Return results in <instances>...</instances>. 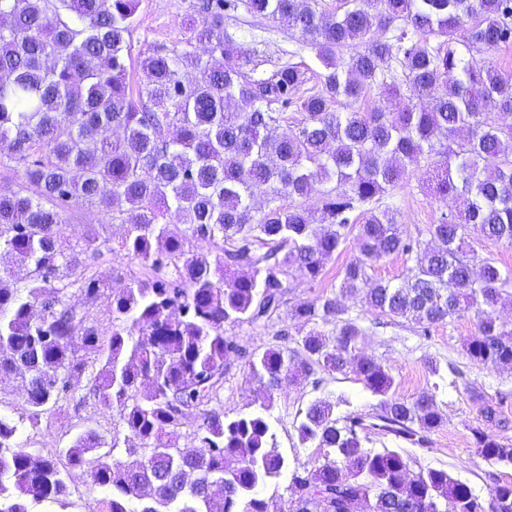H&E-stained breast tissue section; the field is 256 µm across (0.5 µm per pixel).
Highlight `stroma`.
<instances>
[{
    "mask_svg": "<svg viewBox=\"0 0 512 512\" xmlns=\"http://www.w3.org/2000/svg\"><path fill=\"white\" fill-rule=\"evenodd\" d=\"M193 0H140L135 29L131 37L130 59L139 63L149 52L160 47L179 46L191 53L202 54L203 47L191 43L184 19L191 11ZM224 36L239 50L255 54L266 51L270 61L289 59L307 71L310 80H317L322 66L314 49L301 43L287 22L256 17L246 8L228 13ZM430 174L426 163L410 165L406 178L390 190L388 199L394 203L396 219L408 235H416L419 228L437 223L442 214L461 208L460 200L441 198L432 194ZM69 229L74 235L94 234L106 239L109 253L92 266L90 273L100 283L97 297L81 292L79 286L67 291V300L77 309L89 312L102 335L112 329V296L129 282L131 274L140 272L138 260L118 250L117 244L125 234L121 224L109 223L103 208L96 203H80L68 213ZM359 252L357 233H349L341 250L324 265L322 277L315 282L303 274L294 273L289 280L287 303L271 327L258 330L243 329L239 342L247 351H261L276 345L275 332L287 329L292 338H300L308 330L306 324L293 313L296 305L309 303L324 293L337 292L341 271ZM350 315L357 317L365 330L361 344L364 356L388 365L394 375V395L411 400L423 391L432 389L443 415L439 428L429 435V448L417 452L419 465L425 468H444L449 474L468 485L475 494L484 496L496 485L512 481V466H491L475 452L473 428L483 426L482 400H474L472 391H480L482 399L499 401V409L507 419L506 426L494 428V435L503 442L512 443V369H491L473 363L465 354L464 343L475 334L474 315L460 314L445 323L422 333L418 325L400 321L391 322L379 315L361 299L343 297ZM437 359L439 375H432L425 361ZM325 396L347 401L346 409L356 414L374 412L377 397L365 388L359 375L346 371L324 375L322 381L301 377L284 384L276 391L270 409V421L276 431L278 447L288 466L312 465L320 458L321 449L303 447L296 435L297 412L316 397ZM263 395L244 371L235 364L229 371L221 394V403L228 414L251 413L260 410ZM94 428L100 434L112 436L121 432L118 418L110 407L95 400H71L55 411L49 420L34 429L24 428L19 434L28 452L40 456L67 446L70 439L85 428ZM66 481L73 493L70 512H102L105 492L93 489L86 469L69 468Z\"/></svg>",
    "mask_w": 512,
    "mask_h": 512,
    "instance_id": "obj_1",
    "label": "stroma"
}]
</instances>
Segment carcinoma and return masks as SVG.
<instances>
[{"label":"carcinoma","mask_w":512,"mask_h":512,"mask_svg":"<svg viewBox=\"0 0 512 512\" xmlns=\"http://www.w3.org/2000/svg\"><path fill=\"white\" fill-rule=\"evenodd\" d=\"M244 2L255 16L288 21L316 51L317 90L299 94L305 73L289 62L255 75L259 60L224 41L238 0H197L186 26L208 56L193 57L196 76L181 72L190 53L156 49L140 62L147 87L137 94L126 57L139 0H0V165L23 179L0 186V250L29 269L21 288L0 275V383L25 382L21 420L35 428L44 405L66 399L87 373L85 395L112 407L136 441L122 459L111 454L117 439L106 450L88 429L34 457L0 415V512L67 509L62 460L88 468L91 486L110 493L106 512H275L261 495L286 467L267 415L275 391L350 368L379 397L376 412L338 415L326 398L299 411V442L324 454L292 470L284 512H512V482L481 497L445 469L413 470L403 450L367 447L378 430L422 449L442 417L429 390L411 401L389 396L391 369L360 355L365 330L339 299L360 295L425 334L472 311L468 357L512 366V330L496 316L512 268L470 246L477 235L512 247V72L466 57L512 44V0H339L333 11L323 0ZM379 29L392 33L379 38ZM396 69L428 107L336 110L387 86ZM290 107L300 113L293 126ZM489 112L502 123H488ZM422 159L436 195L465 202L425 227L427 241L403 234L383 201ZM260 187L262 211L253 206ZM313 195L317 223L280 204ZM73 202L98 203L128 225L120 249L145 270L112 297L107 336L66 300L63 280L106 246L67 233ZM172 209L209 250L186 248L169 228ZM354 227L360 252L339 294L295 309L311 329L293 347L279 330L282 344L247 352L236 331L269 327L288 278H321ZM399 255L410 262L399 282L370 281V267ZM323 325L334 326L332 339ZM239 360L267 404L231 417L211 403ZM191 420L197 445L183 448L172 432ZM472 437L484 461L512 464L511 443L482 427Z\"/></svg>","instance_id":"cac0c4a2"}]
</instances>
